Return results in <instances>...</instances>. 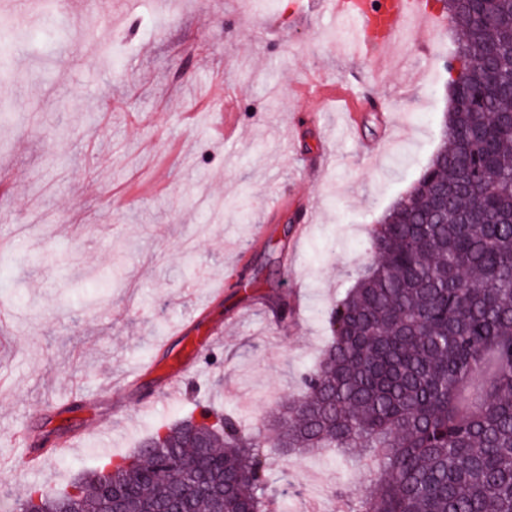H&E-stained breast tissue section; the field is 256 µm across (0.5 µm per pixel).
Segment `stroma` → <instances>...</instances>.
<instances>
[{
  "label": "stroma",
  "instance_id": "1",
  "mask_svg": "<svg viewBox=\"0 0 512 512\" xmlns=\"http://www.w3.org/2000/svg\"><path fill=\"white\" fill-rule=\"evenodd\" d=\"M299 0H115L87 16L95 42L69 46L83 0H60L22 31L0 74V504L29 485L69 489L105 455L213 406L253 431L296 395L329 342L327 316L367 259L368 231L442 142L453 25L415 30L405 52L355 61L347 32ZM322 79L329 97L300 93ZM367 97L356 138L343 86ZM315 176L299 162L321 150ZM288 203L269 205L277 195ZM314 217H307V209ZM284 245L281 253L266 244ZM299 294L288 318L269 295ZM224 338L185 372L180 399L144 409L211 324ZM49 437V467H28ZM279 512L361 494L340 452L269 449Z\"/></svg>",
  "mask_w": 512,
  "mask_h": 512
}]
</instances>
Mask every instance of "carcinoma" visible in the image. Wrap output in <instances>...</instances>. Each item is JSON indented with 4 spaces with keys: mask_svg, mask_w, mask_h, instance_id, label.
Listing matches in <instances>:
<instances>
[{
    "mask_svg": "<svg viewBox=\"0 0 512 512\" xmlns=\"http://www.w3.org/2000/svg\"><path fill=\"white\" fill-rule=\"evenodd\" d=\"M462 33L448 65L443 142L369 234L368 261L336 302L332 336L270 436L209 411L157 426L78 483L93 512H268L264 448L355 451L377 462L351 512H512V0H442ZM480 404L460 386L487 363ZM177 458L194 490L168 479ZM61 512L32 486L20 507Z\"/></svg>",
    "mask_w": 512,
    "mask_h": 512,
    "instance_id": "carcinoma-1",
    "label": "carcinoma"
}]
</instances>
